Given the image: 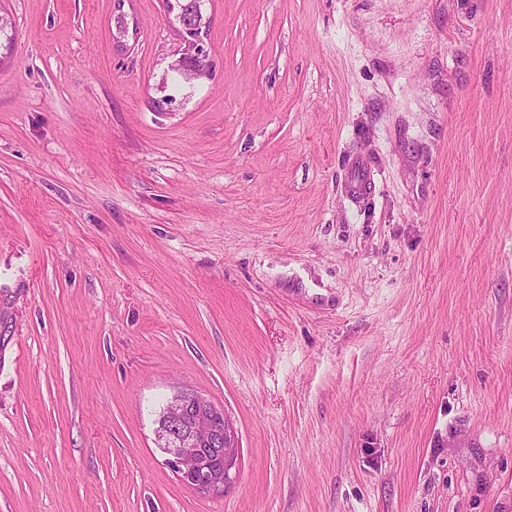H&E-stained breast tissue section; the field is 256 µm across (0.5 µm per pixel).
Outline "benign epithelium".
<instances>
[{
    "label": "benign epithelium",
    "instance_id": "7a95c632",
    "mask_svg": "<svg viewBox=\"0 0 512 512\" xmlns=\"http://www.w3.org/2000/svg\"><path fill=\"white\" fill-rule=\"evenodd\" d=\"M195 66L184 73V83L206 76L211 55L204 40L189 44ZM167 429L156 435L157 447L169 455L180 481L203 494L222 495L237 474L239 444L224 409L193 392H178L164 413Z\"/></svg>",
    "mask_w": 512,
    "mask_h": 512
}]
</instances>
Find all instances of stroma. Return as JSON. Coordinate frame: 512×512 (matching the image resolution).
Here are the masks:
<instances>
[{"label": "stroma", "mask_w": 512, "mask_h": 512, "mask_svg": "<svg viewBox=\"0 0 512 512\" xmlns=\"http://www.w3.org/2000/svg\"><path fill=\"white\" fill-rule=\"evenodd\" d=\"M0 8V512H512V0ZM206 0H175L172 3L170 0L167 2L168 12L173 9V14L179 15L181 21L186 25L193 27L200 32L203 28L206 29L207 24L209 25V18L204 16V6ZM179 24L182 22L178 20ZM189 46V54L196 60L195 66L184 73V83L193 84L192 81L201 76H207L212 65L210 51L206 47L203 38L195 37L193 43H186ZM164 416L167 429L157 433L156 442L170 456L180 481L203 494H224L236 478L239 454L224 409L197 393L182 391L168 401ZM164 416L162 411L157 431Z\"/></svg>", "instance_id": "35a3bbf8"}]
</instances>
